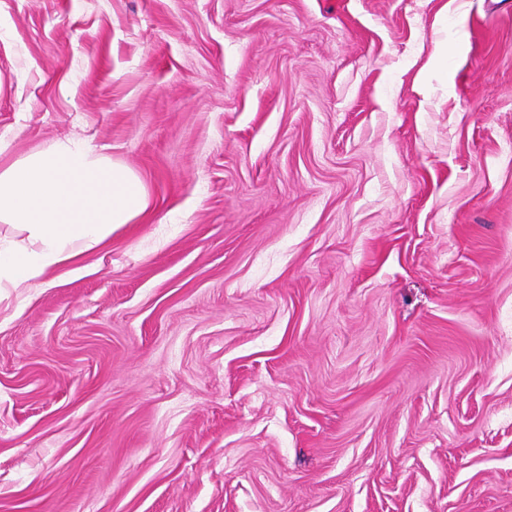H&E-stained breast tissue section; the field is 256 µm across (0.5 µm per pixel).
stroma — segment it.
Segmentation results:
<instances>
[{"label": "stroma", "instance_id": "1", "mask_svg": "<svg viewBox=\"0 0 512 512\" xmlns=\"http://www.w3.org/2000/svg\"><path fill=\"white\" fill-rule=\"evenodd\" d=\"M66 138L151 207L0 304V512H512V0H0Z\"/></svg>", "mask_w": 512, "mask_h": 512}]
</instances>
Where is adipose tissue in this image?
Masks as SVG:
<instances>
[{
	"label": "adipose tissue",
	"mask_w": 512,
	"mask_h": 512,
	"mask_svg": "<svg viewBox=\"0 0 512 512\" xmlns=\"http://www.w3.org/2000/svg\"><path fill=\"white\" fill-rule=\"evenodd\" d=\"M149 195L125 164L66 139L0 166V289L44 286L48 274L146 213Z\"/></svg>",
	"instance_id": "adipose-tissue-1"
}]
</instances>
